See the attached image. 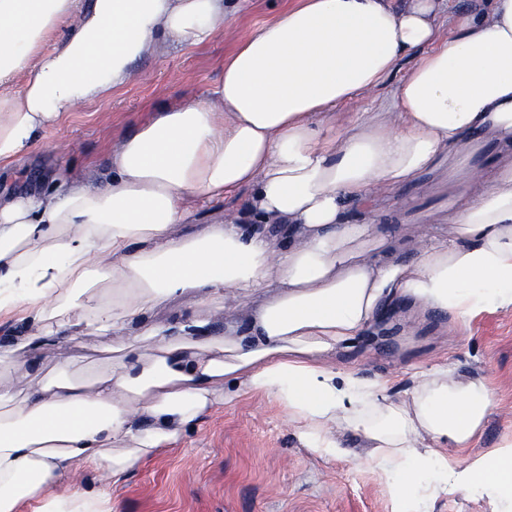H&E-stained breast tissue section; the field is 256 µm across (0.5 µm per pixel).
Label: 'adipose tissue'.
<instances>
[{"instance_id":"adipose-tissue-1","label":"adipose tissue","mask_w":512,"mask_h":512,"mask_svg":"<svg viewBox=\"0 0 512 512\" xmlns=\"http://www.w3.org/2000/svg\"><path fill=\"white\" fill-rule=\"evenodd\" d=\"M246 2L0 0V165L128 84L161 42L204 44ZM356 99L374 106L345 117ZM443 157L460 186L452 233L386 257L371 214ZM50 181L0 191V313L27 325L11 350L34 363L85 334L126 341L93 372L64 357L21 399L0 390V512H112L70 490L75 467L121 476L243 393L286 408L320 457L343 455L339 430L361 432L400 505L423 486L512 492V438L463 467L448 457L484 431V378L420 367L397 401L329 361L379 336L388 314L465 328L512 311V0L453 14L447 0H288L225 56L210 95L115 142L97 182ZM202 202L222 216L180 233ZM229 291L265 300L218 332L207 306ZM174 297L188 311L152 323Z\"/></svg>"}]
</instances>
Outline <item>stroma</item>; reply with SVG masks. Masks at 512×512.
I'll return each instance as SVG.
<instances>
[{
	"instance_id": "35a3bbf8",
	"label": "stroma",
	"mask_w": 512,
	"mask_h": 512,
	"mask_svg": "<svg viewBox=\"0 0 512 512\" xmlns=\"http://www.w3.org/2000/svg\"><path fill=\"white\" fill-rule=\"evenodd\" d=\"M282 4L249 0L230 35L194 47L160 45L134 63V78L110 98L81 105L40 131L27 158L0 171V183L23 193L37 188L54 166L74 175L105 173L113 141L160 107L207 96L224 77L225 55ZM452 195L444 161L396 190L398 206L375 215L386 251L409 258L418 237L447 235ZM442 359L461 375L486 378L494 395L479 441L457 457L463 463L499 448L512 435V311H486L463 333L432 319L421 324L397 320L386 341L337 354L336 363L385 383L393 398L402 399L413 387V367ZM341 442L343 456L318 457L299 442L281 405L244 394L217 406L176 444L120 478L82 467L70 485L105 493L112 512H397L381 471L368 461L363 436L347 429ZM411 507L413 512H512V497L487 488L445 494L425 489Z\"/></svg>"
}]
</instances>
